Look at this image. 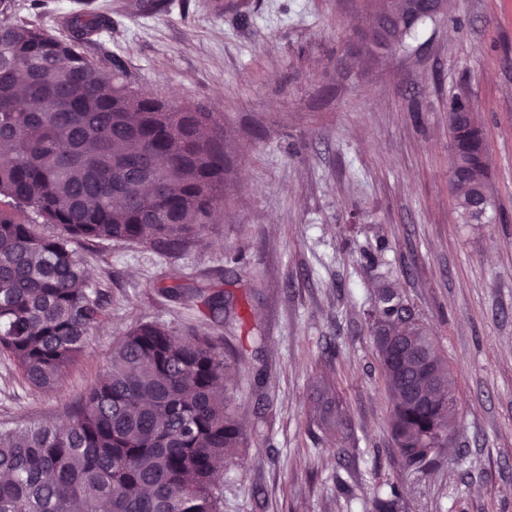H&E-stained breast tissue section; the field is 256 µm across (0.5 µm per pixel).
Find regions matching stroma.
<instances>
[{"label":"stroma","instance_id":"1","mask_svg":"<svg viewBox=\"0 0 512 512\" xmlns=\"http://www.w3.org/2000/svg\"><path fill=\"white\" fill-rule=\"evenodd\" d=\"M365 0H94L110 27L83 45L121 59L135 88L212 112L224 199L171 256L77 244L105 316L57 389L0 358V426L61 421L114 340L157 321L227 340L248 439L224 466V512H361L386 482L407 512H512V0H455L409 47L355 62ZM76 0H16L58 37ZM468 95L494 188L487 224L463 223L450 181L448 100ZM223 289L225 323L161 295L172 279ZM392 288L448 362L459 408L429 472L404 469L365 319ZM327 380L352 426L314 421Z\"/></svg>","mask_w":512,"mask_h":512}]
</instances>
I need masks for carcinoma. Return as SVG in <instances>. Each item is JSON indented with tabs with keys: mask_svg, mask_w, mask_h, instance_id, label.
<instances>
[{
	"mask_svg": "<svg viewBox=\"0 0 512 512\" xmlns=\"http://www.w3.org/2000/svg\"><path fill=\"white\" fill-rule=\"evenodd\" d=\"M370 26L390 25L406 47L435 18L412 0H371ZM109 26L91 9L71 13L58 39L20 18L0 24V355L23 381L53 388L104 314L73 244L115 240L175 251L200 236L224 199V137L213 114L175 109L134 89L122 65L111 74L81 51ZM28 107H23L22 102ZM448 111L475 137L463 145L448 124L451 182L466 222L493 201L485 132L468 98ZM36 224L61 228L43 236ZM161 294L214 321L224 292L175 281ZM393 409L394 447L425 470L448 447L457 400L448 363L390 288L370 313ZM240 356L211 336L173 335L142 322L112 342L98 383L69 411L20 431L0 427V512H223L219 470L242 447L228 372ZM325 429L345 415L330 386L316 388ZM396 483L378 488L363 512H404Z\"/></svg>",
	"mask_w": 512,
	"mask_h": 512,
	"instance_id": "cac0c4a2",
	"label": "carcinoma"
}]
</instances>
